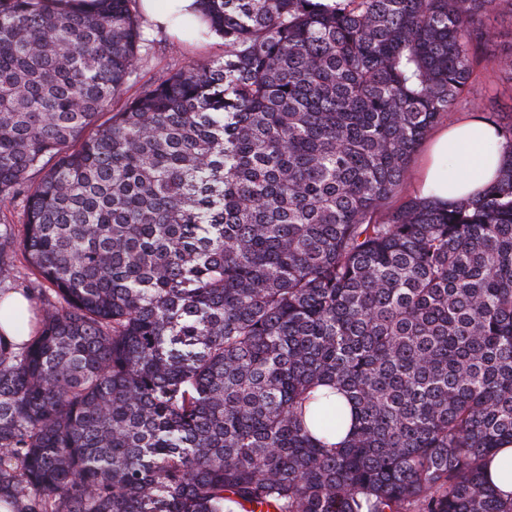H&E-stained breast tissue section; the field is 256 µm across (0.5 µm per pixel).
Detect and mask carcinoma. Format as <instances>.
Wrapping results in <instances>:
<instances>
[{
	"instance_id": "cac0c4a2",
	"label": "carcinoma",
	"mask_w": 512,
	"mask_h": 512,
	"mask_svg": "<svg viewBox=\"0 0 512 512\" xmlns=\"http://www.w3.org/2000/svg\"><path fill=\"white\" fill-rule=\"evenodd\" d=\"M139 0H0V496L17 512H512V122L486 192L402 195L512 0H204L142 85ZM145 33L149 39L155 40L153 47L143 57L138 83L124 91L121 97L115 101L114 109H118L125 100L132 97L142 84L154 80L165 72L185 69L201 58H218L224 54L223 45L212 42L219 39L214 31L209 32V36L202 39V42L207 44L182 48L179 52L174 51L171 44L172 39H168L163 33L149 28L145 29ZM29 308L30 302L22 294L9 292L1 298L0 292V334L19 346L26 343L31 335L28 328L21 333L16 332L14 321L20 314L28 315Z\"/></svg>"
}]
</instances>
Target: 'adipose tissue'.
<instances>
[{
	"label": "adipose tissue",
	"instance_id": "ef3b65f1",
	"mask_svg": "<svg viewBox=\"0 0 512 512\" xmlns=\"http://www.w3.org/2000/svg\"><path fill=\"white\" fill-rule=\"evenodd\" d=\"M201 9L200 0H140L145 22L176 39L181 32L174 14ZM497 141L494 125L479 114L436 132L429 159L414 184L416 195L448 206L482 192L506 161L503 151L496 147Z\"/></svg>",
	"mask_w": 512,
	"mask_h": 512
}]
</instances>
